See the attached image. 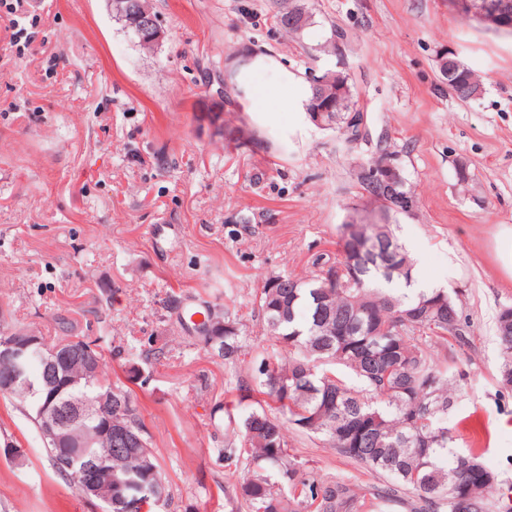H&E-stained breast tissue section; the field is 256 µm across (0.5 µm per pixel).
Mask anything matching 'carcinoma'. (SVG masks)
Returning <instances> with one entry per match:
<instances>
[{"instance_id":"carcinoma-1","label":"carcinoma","mask_w":512,"mask_h":512,"mask_svg":"<svg viewBox=\"0 0 512 512\" xmlns=\"http://www.w3.org/2000/svg\"><path fill=\"white\" fill-rule=\"evenodd\" d=\"M113 17L135 39L139 49H155L141 42L132 21L117 11ZM280 25L296 34L311 23L299 5L279 14ZM482 91L481 76L468 67L448 80V92L467 101ZM326 97L338 101L330 129L344 141L361 137L362 115L354 110L349 78L336 73L324 88L310 86L305 109ZM362 196L394 213L385 201L415 195L404 181L387 188L355 171ZM377 242L393 240L401 262L414 268L406 248L390 224L376 228ZM340 258L332 262L318 255L314 270L304 278L273 274L252 298L253 310L272 343L248 349L243 325L227 306L204 305V318L191 321L190 309L168 298V308L192 338L224 360V392L240 399L254 398L245 412L227 413L221 455L225 466L238 471L240 480L223 488L229 512H388L404 505L409 512H490L498 476L488 470L473 450H453L448 411L461 373L448 365L438 350L448 342H466L468 325L462 319L456 292L442 288L407 287L404 277H388L368 264L341 225L337 241ZM502 306L496 321L501 347L500 380L512 386V323L504 320ZM61 336L54 345L85 346L102 360L104 337L77 331L71 320L56 321ZM166 344L150 340L149 348L130 353L129 363L158 359ZM251 355L250 372L238 364ZM110 392L123 405L112 407L111 420L137 442L118 448L101 432L96 415L101 396ZM34 425L39 407H64L73 401L84 413L70 421L67 435L74 455H93L102 461L100 480L112 484V508L105 512H158L172 493L152 448L151 436L131 392L100 378L80 380L58 394L32 393L23 387L1 391ZM319 439L338 454L386 478V484L367 493L349 481L321 476L298 459L288 444L285 427ZM482 470L486 480L472 478Z\"/></svg>"}]
</instances>
